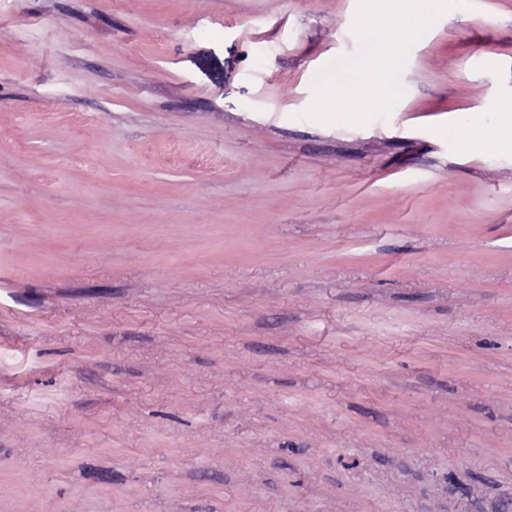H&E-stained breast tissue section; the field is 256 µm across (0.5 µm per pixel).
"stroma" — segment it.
Returning a JSON list of instances; mask_svg holds the SVG:
<instances>
[{
	"mask_svg": "<svg viewBox=\"0 0 512 512\" xmlns=\"http://www.w3.org/2000/svg\"><path fill=\"white\" fill-rule=\"evenodd\" d=\"M365 6L0 0V512L512 504V0ZM416 31L417 28L415 26H403L390 41L374 48L373 57L378 73L377 83L382 94H388L392 91L389 78L397 65V54L400 43Z\"/></svg>",
	"mask_w": 512,
	"mask_h": 512,
	"instance_id": "35a3bbf8",
	"label": "stroma"
}]
</instances>
